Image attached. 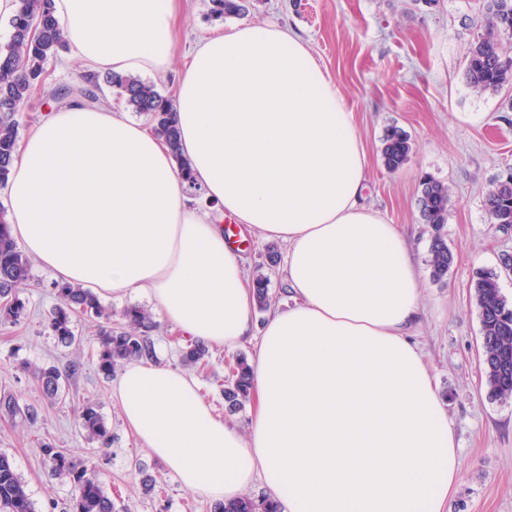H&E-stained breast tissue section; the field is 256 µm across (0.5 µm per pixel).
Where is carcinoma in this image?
<instances>
[{
    "mask_svg": "<svg viewBox=\"0 0 512 512\" xmlns=\"http://www.w3.org/2000/svg\"><path fill=\"white\" fill-rule=\"evenodd\" d=\"M246 12L242 0H211L216 17L240 16ZM484 33L471 42L466 56L465 78L476 93L497 92L512 83V0H487L486 11L477 21ZM12 43L8 53L0 55V185L7 183L18 139V115L22 105L37 92H48L54 100L73 98L81 104L101 101L102 85L116 91L119 99L134 112L144 114L155 134L170 148L177 172L191 182L187 162L179 153L178 132L174 123L173 100L155 85L138 77L81 76L82 85L48 87L46 65L65 45L54 0H16L11 19ZM412 150L408 134L398 127L387 129L381 149L382 164L391 173L399 171ZM419 210L429 235L427 264L435 280H442L454 262L448 248L447 227L450 193L448 186L431 176L420 179ZM485 210L490 223L512 227V180L497 176L486 193ZM511 273V265L499 270L476 273L474 302L479 313L482 338V362L486 382L495 398L512 400V305L500 290L501 273ZM255 303L264 311L270 303L269 277L259 270L253 276ZM31 263L10 234L6 213L0 211V320L16 323L25 311L20 294L30 286ZM58 303L46 318L47 327L58 344L68 348L75 344L72 318L82 314L100 319L98 327V369L110 376L119 366L134 360L154 358L152 333L156 328L152 315L144 308L131 306L121 313L122 323L112 325V313L90 290L71 285H56ZM209 348L188 344L180 350V361L188 366L208 364ZM49 399L60 396L62 381L75 374L78 366L63 373L55 366H25ZM251 394V368L245 356L238 355L229 364L224 378V411L234 415L244 408ZM80 428L86 437L106 448L111 434L97 409L86 402L79 410ZM51 462V476L68 480L74 491L72 512H115L112 497L97 479L94 470L67 457L49 444L42 445ZM0 512H35L25 485L15 472L10 457L0 452ZM211 512H277L268 497L244 495L224 503L216 501Z\"/></svg>",
    "mask_w": 512,
    "mask_h": 512,
    "instance_id": "obj_1",
    "label": "carcinoma"
}]
</instances>
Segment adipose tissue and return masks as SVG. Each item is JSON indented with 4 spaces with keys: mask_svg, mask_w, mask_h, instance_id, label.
Returning a JSON list of instances; mask_svg holds the SVG:
<instances>
[{
    "mask_svg": "<svg viewBox=\"0 0 512 512\" xmlns=\"http://www.w3.org/2000/svg\"><path fill=\"white\" fill-rule=\"evenodd\" d=\"M84 68L161 75L178 0H55ZM190 199L167 145L108 105H57L18 144L7 222L62 283L145 295L209 347L254 341L247 431L197 378L124 365L111 399L193 494L262 483L279 512H445L459 476L444 400L409 333L419 271L397 225L364 201L369 162L333 76L294 32L244 21L201 39L175 101ZM286 247L292 303L256 321L224 220Z\"/></svg>",
    "mask_w": 512,
    "mask_h": 512,
    "instance_id": "ef3b65f1",
    "label": "adipose tissue"
}]
</instances>
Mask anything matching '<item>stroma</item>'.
I'll use <instances>...</instances> for the list:
<instances>
[{"label":"stroma","mask_w":512,"mask_h":512,"mask_svg":"<svg viewBox=\"0 0 512 512\" xmlns=\"http://www.w3.org/2000/svg\"><path fill=\"white\" fill-rule=\"evenodd\" d=\"M246 17L218 19L210 0H181L174 62L158 89L174 96L198 40L228 32L240 20L289 28L335 77L354 114L369 160L365 196L389 223L400 225L420 273L421 324L414 336L438 380L458 448L460 474L447 512H512V400L493 397L481 364V334L472 282L512 253V228L489 222L484 197L500 169L512 164V85L476 94L464 75L466 52L486 0H247ZM397 126L410 137L408 162L395 173L381 161L382 139ZM431 175L448 185V246L455 261L446 278L433 280L427 266L429 239L421 220L419 182ZM52 274L31 267L23 293L24 316L0 322V400L15 399L10 415L0 409V452L12 458L36 512H69L70 483L52 478L40 448L47 442L77 461L96 463L98 478L116 512H210V504L183 488L126 429L109 392L112 381L98 369L96 321H73L78 346H58L46 326L57 304ZM233 355L212 348L209 364L195 369L202 396L223 413L222 383ZM59 400L49 401L25 364L67 368ZM96 402L112 436L109 447L87 440L77 419ZM33 416H25V409ZM153 474L159 492L145 494L139 469Z\"/></svg>","instance_id":"1"}]
</instances>
